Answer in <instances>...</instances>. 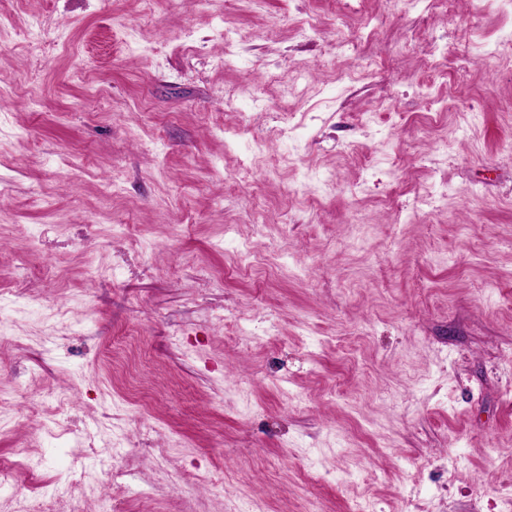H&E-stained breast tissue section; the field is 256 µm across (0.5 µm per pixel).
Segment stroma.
<instances>
[{"label": "stroma", "instance_id": "1", "mask_svg": "<svg viewBox=\"0 0 512 512\" xmlns=\"http://www.w3.org/2000/svg\"><path fill=\"white\" fill-rule=\"evenodd\" d=\"M506 39L507 0H0V512H512Z\"/></svg>", "mask_w": 512, "mask_h": 512}]
</instances>
